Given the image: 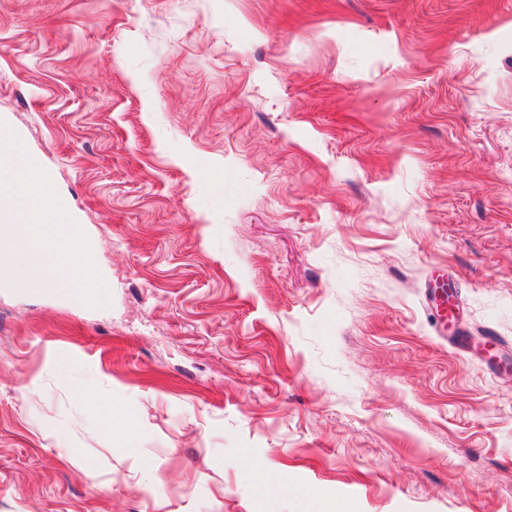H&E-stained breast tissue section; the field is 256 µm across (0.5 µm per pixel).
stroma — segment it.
Instances as JSON below:
<instances>
[{"label": "stroma", "mask_w": 512, "mask_h": 512, "mask_svg": "<svg viewBox=\"0 0 512 512\" xmlns=\"http://www.w3.org/2000/svg\"><path fill=\"white\" fill-rule=\"evenodd\" d=\"M9 135L0 512H512V0H0Z\"/></svg>", "instance_id": "stroma-1"}]
</instances>
